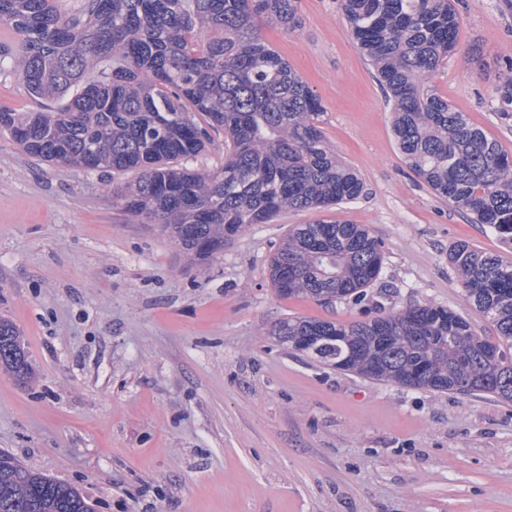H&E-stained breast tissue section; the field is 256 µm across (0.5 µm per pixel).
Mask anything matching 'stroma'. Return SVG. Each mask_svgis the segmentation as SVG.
Masks as SVG:
<instances>
[{
	"instance_id": "obj_1",
	"label": "stroma",
	"mask_w": 512,
	"mask_h": 512,
	"mask_svg": "<svg viewBox=\"0 0 512 512\" xmlns=\"http://www.w3.org/2000/svg\"><path fill=\"white\" fill-rule=\"evenodd\" d=\"M457 48L436 93L512 155L501 86L512 0H455ZM263 38L324 107L322 130L363 180L337 211L384 245L369 301L468 306L448 249L512 257L403 163L388 102L340 0H299ZM134 173L63 167L0 135V316L34 368L0 370V450L79 487L96 512H512V402L432 394L311 360L270 336L286 317L364 319L367 303L282 298L268 276L286 211L195 264L116 199Z\"/></svg>"
}]
</instances>
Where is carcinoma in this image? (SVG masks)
<instances>
[{"instance_id":"cac0c4a2","label":"carcinoma","mask_w":512,"mask_h":512,"mask_svg":"<svg viewBox=\"0 0 512 512\" xmlns=\"http://www.w3.org/2000/svg\"><path fill=\"white\" fill-rule=\"evenodd\" d=\"M0 0V24L17 35L0 68L19 74L46 112L0 110V134L46 162L135 171L117 195L205 264L253 224L287 210L324 211L357 200L359 175L325 139L324 109L256 21L293 30L298 0ZM352 36L393 102L392 130L406 167L448 205L512 244V155L440 97L431 77L455 49L453 0H342ZM224 131V165L192 171L212 130ZM469 304L496 331L480 335L452 309L425 303L350 323L288 317L278 341L367 378L432 393H483L512 401V260L454 243ZM381 243L362 224H295L269 261L285 298L355 305L380 279ZM0 369L32 367L14 323L0 317ZM0 512H92L75 487L0 451Z\"/></svg>"}]
</instances>
